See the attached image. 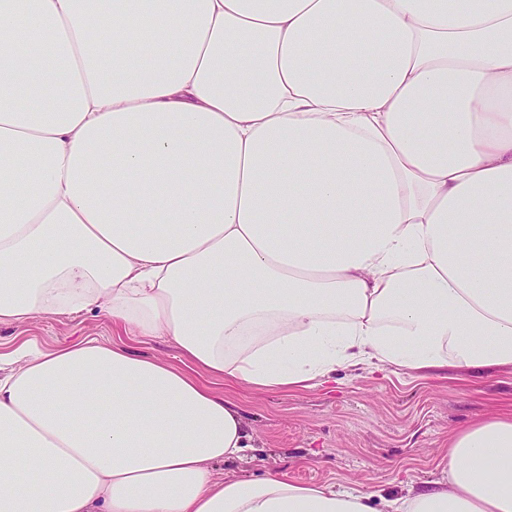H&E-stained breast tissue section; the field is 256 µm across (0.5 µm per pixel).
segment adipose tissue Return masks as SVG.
<instances>
[{
    "label": "adipose tissue",
    "instance_id": "ef3b65f1",
    "mask_svg": "<svg viewBox=\"0 0 512 512\" xmlns=\"http://www.w3.org/2000/svg\"><path fill=\"white\" fill-rule=\"evenodd\" d=\"M84 311L264 391L512 371V0H0V322ZM11 361L0 512H512V412L378 497L216 477L237 404L123 345Z\"/></svg>",
    "mask_w": 512,
    "mask_h": 512
}]
</instances>
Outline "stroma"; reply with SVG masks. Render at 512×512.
Listing matches in <instances>:
<instances>
[{"label": "stroma", "instance_id": "stroma-1", "mask_svg": "<svg viewBox=\"0 0 512 512\" xmlns=\"http://www.w3.org/2000/svg\"><path fill=\"white\" fill-rule=\"evenodd\" d=\"M89 337L180 362L171 342L136 340L98 312L1 322L0 353L25 342L52 350ZM214 389L240 405L254 443L245 460L219 464L217 473L250 478L282 471L299 483L355 485L386 496L402 494L405 484L439 478L450 433L512 409V374L493 373L474 382L447 368L417 376L360 365L337 369L334 382L322 388L257 391L218 382Z\"/></svg>", "mask_w": 512, "mask_h": 512}]
</instances>
